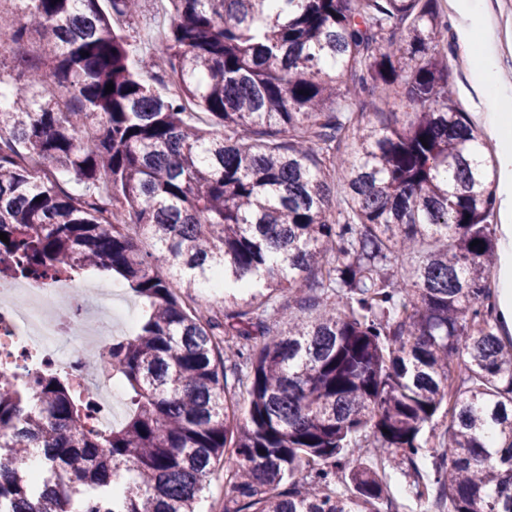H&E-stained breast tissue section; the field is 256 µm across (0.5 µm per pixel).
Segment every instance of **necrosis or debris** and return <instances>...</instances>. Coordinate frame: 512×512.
Segmentation results:
<instances>
[{
    "label": "necrosis or debris",
    "instance_id": "obj_1",
    "mask_svg": "<svg viewBox=\"0 0 512 512\" xmlns=\"http://www.w3.org/2000/svg\"><path fill=\"white\" fill-rule=\"evenodd\" d=\"M94 290L70 275L47 279L0 277V367L22 371L32 360L69 366L77 385L95 397L94 417L110 425L119 405L107 370L89 377L85 355L89 341H101L102 324L90 306ZM81 308L77 329H69L55 312L63 305Z\"/></svg>",
    "mask_w": 512,
    "mask_h": 512
}]
</instances>
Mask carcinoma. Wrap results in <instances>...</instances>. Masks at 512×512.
Masks as SVG:
<instances>
[{
    "instance_id": "carcinoma-1",
    "label": "carcinoma",
    "mask_w": 512,
    "mask_h": 512,
    "mask_svg": "<svg viewBox=\"0 0 512 512\" xmlns=\"http://www.w3.org/2000/svg\"><path fill=\"white\" fill-rule=\"evenodd\" d=\"M167 2L160 64L133 26L139 0H0V263L110 270L144 304L135 333L103 341L119 426L94 423L62 366L31 386L0 371V512H199L226 453L224 512H376L390 493L364 449L415 466L442 408L441 451L410 493L512 512V339L487 305L495 198L453 103L439 0ZM399 89L401 126L339 105ZM426 242L408 275L389 272ZM216 270L256 275L222 318L176 294ZM310 290L315 313L278 328L276 297Z\"/></svg>"
}]
</instances>
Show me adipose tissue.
Returning a JSON list of instances; mask_svg holds the SVG:
<instances>
[{
  "instance_id": "adipose-tissue-1",
  "label": "adipose tissue",
  "mask_w": 512,
  "mask_h": 512,
  "mask_svg": "<svg viewBox=\"0 0 512 512\" xmlns=\"http://www.w3.org/2000/svg\"><path fill=\"white\" fill-rule=\"evenodd\" d=\"M462 40L481 30L478 62L471 73L474 90L482 97L479 121L498 142L496 197L501 224L499 286L502 312L512 326V85L499 78V48L487 20L486 0H459Z\"/></svg>"
}]
</instances>
